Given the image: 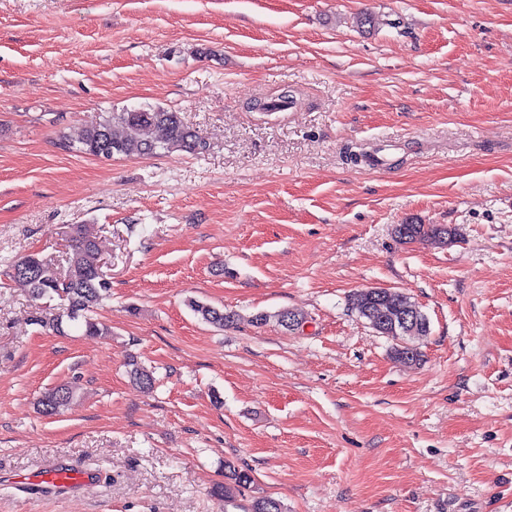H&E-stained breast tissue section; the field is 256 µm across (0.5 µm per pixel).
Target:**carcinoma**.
Masks as SVG:
<instances>
[{
    "instance_id": "obj_1",
    "label": "carcinoma",
    "mask_w": 512,
    "mask_h": 512,
    "mask_svg": "<svg viewBox=\"0 0 512 512\" xmlns=\"http://www.w3.org/2000/svg\"><path fill=\"white\" fill-rule=\"evenodd\" d=\"M145 119L137 121L134 111L125 109L111 112L102 119L86 126L79 141L78 151L97 159L110 160L115 156L138 157L160 155L174 151L201 153L207 148L205 138L189 127L172 110L144 106L139 108ZM157 129L162 137L156 140L144 137V131ZM402 240L424 241L438 239L446 241L453 230L438 224H405ZM67 269L61 271L50 258L29 253L8 262L10 279L26 288L34 300H59L49 312L35 317V324L58 334L74 327L85 336H109L111 328L96 318V310L110 297L111 283L100 275L99 248L96 237L87 233L81 224H73L68 233ZM350 305L358 315L369 319V312L375 309V301L361 291L350 295ZM188 307L202 322L218 327L236 324L233 313L201 300L191 299ZM301 326L303 316L293 310H279L273 314L256 313L251 316L255 327H262L274 320L280 326L288 327V320ZM423 335L420 330L409 333L410 348L402 351L393 348L394 358L407 364L420 361V351L414 340ZM127 375L137 387L150 391L155 387L153 372L145 368L137 357L130 355L126 360ZM75 397L72 389L65 385L56 386L44 392L37 401V409L44 416H54L63 410ZM225 482L216 492L229 501L236 500L251 487L254 479L251 471L224 463ZM250 512H283L281 502L269 496L253 498Z\"/></svg>"
}]
</instances>
